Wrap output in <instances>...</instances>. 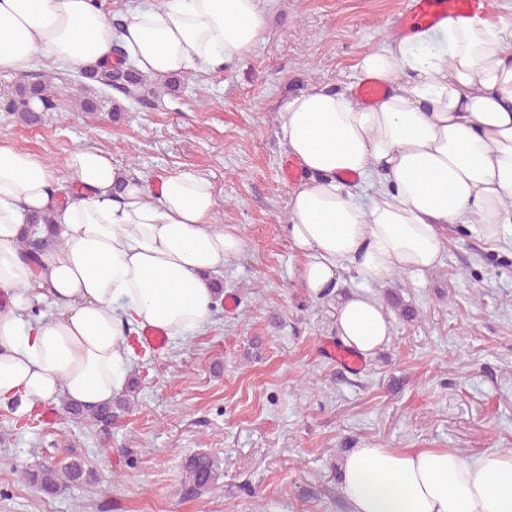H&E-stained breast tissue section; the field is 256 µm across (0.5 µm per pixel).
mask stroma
<instances>
[{"label":"stroma","mask_w":512,"mask_h":512,"mask_svg":"<svg viewBox=\"0 0 512 512\" xmlns=\"http://www.w3.org/2000/svg\"><path fill=\"white\" fill-rule=\"evenodd\" d=\"M403 0H264L266 31L233 70L188 72V92L27 122L10 112L19 77L0 73V140L62 165L96 146L153 179L176 167L213 183L219 224L245 250L216 272L225 303L199 333L151 350L134 376L131 407L109 432L62 414L16 426L0 407V512H345V454L376 443L454 448L464 457L512 448V244L490 248L463 226L448 231L439 265L392 275L371 292L400 296L413 320L388 310L391 340L353 370L330 354L338 303L361 291L344 279L314 298L294 278L288 219L289 157L276 114L311 83L352 80L364 52L397 34ZM99 483L48 496L15 469L53 462L62 444ZM220 461L202 496L180 494L182 464Z\"/></svg>","instance_id":"stroma-1"}]
</instances>
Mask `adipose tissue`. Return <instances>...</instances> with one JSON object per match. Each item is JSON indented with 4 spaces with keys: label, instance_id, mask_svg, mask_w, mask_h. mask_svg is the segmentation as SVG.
<instances>
[{
    "label": "adipose tissue",
    "instance_id": "adipose-tissue-1",
    "mask_svg": "<svg viewBox=\"0 0 512 512\" xmlns=\"http://www.w3.org/2000/svg\"><path fill=\"white\" fill-rule=\"evenodd\" d=\"M266 26L260 0H143L115 30L98 0H0V73L36 55L107 65L122 48L142 74L218 72L243 60ZM384 98L315 83L276 115L277 138L302 176L284 231L297 283L329 296L344 276L364 284L433 270L447 226L485 244L512 240V27L448 16L389 37L358 59ZM60 179L42 157L0 141V405L26 427L41 407L93 408L126 389L135 329L171 339L201 330L216 304L211 276L240 254L217 223L212 182L190 169L151 181L85 147ZM47 246L39 264L20 238L32 216ZM35 300L51 314L29 318ZM340 342L367 357L388 342L380 301L356 292L336 309ZM348 512H512V454L464 458L454 448L352 449L342 466Z\"/></svg>",
    "mask_w": 512,
    "mask_h": 512
}]
</instances>
